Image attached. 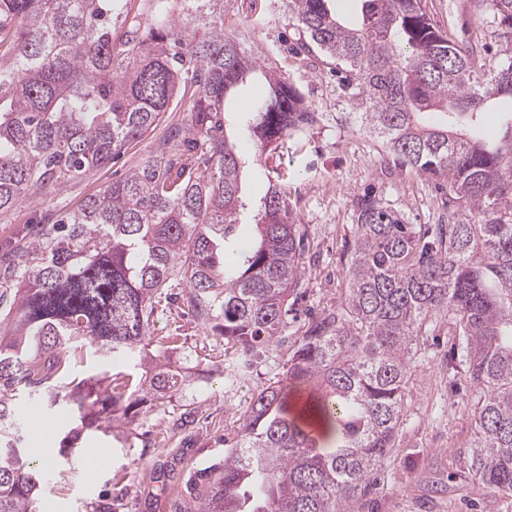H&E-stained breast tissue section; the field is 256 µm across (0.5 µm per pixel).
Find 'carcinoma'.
<instances>
[{
	"mask_svg": "<svg viewBox=\"0 0 512 512\" xmlns=\"http://www.w3.org/2000/svg\"><path fill=\"white\" fill-rule=\"evenodd\" d=\"M282 0L297 50L344 74L360 128L395 166L446 184V224H408L374 196L357 203L347 293L296 337L283 377L259 389L224 464L186 483L194 512H345L395 446L418 347L448 314V378L473 388L468 474L512 498V0H476L507 61L448 38L426 0ZM224 29V0H153L150 21L123 0H0V211L33 188L102 167L188 100L186 129L129 175L33 238L0 278L19 285L0 332V512H40L41 470L15 431L16 386L53 407L70 392L64 457L100 428L186 386L151 350L154 297L186 284L191 315L235 350L282 335L306 274L307 230L276 185L240 237L247 147L257 155L314 126L318 113ZM265 86L228 121L229 100ZM132 359L136 386L78 379L71 355ZM308 390L299 409L294 390Z\"/></svg>",
	"mask_w": 512,
	"mask_h": 512,
	"instance_id": "cac0c4a2",
	"label": "carcinoma"
}]
</instances>
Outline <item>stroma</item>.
Wrapping results in <instances>:
<instances>
[{"label": "stroma", "mask_w": 512, "mask_h": 512, "mask_svg": "<svg viewBox=\"0 0 512 512\" xmlns=\"http://www.w3.org/2000/svg\"><path fill=\"white\" fill-rule=\"evenodd\" d=\"M431 18L460 43L495 47L487 16L472 0H427ZM226 21L236 23L272 50L271 61L305 95L321 120L306 132L265 153L245 173L251 207L242 220L252 223V206L267 182L288 191V202L306 224L313 260L301 296L280 340L235 356L223 336L189 313L186 288L163 289L151 323L154 350L165 362L188 369L191 386L160 406H144L125 427L126 446L109 449L106 463L90 470L89 441L43 468L42 495L47 512H92L99 497L112 499L116 512H172L186 496L190 474L221 462L224 437L233 433L255 390L281 378L297 330L309 316L334 309L347 291L346 271L353 251L354 209L365 194L401 211L411 224L440 223L445 211L434 178L382 162L381 143L351 124L337 122L350 111L335 73L316 58L288 50L298 33L279 0H226ZM182 108L166 113L161 124L106 166L78 178L58 179L51 192L30 190L24 200L0 213V266L11 263L37 227L53 224L59 213L79 206L105 186L156 153L171 128L185 126ZM406 396V416L395 447L376 471L371 487L348 512H512V504L471 482L465 458L474 439V395L467 381L448 382V329L422 346ZM19 420L28 448H58L69 404L48 413L27 392L19 394Z\"/></svg>", "instance_id": "stroma-1"}]
</instances>
